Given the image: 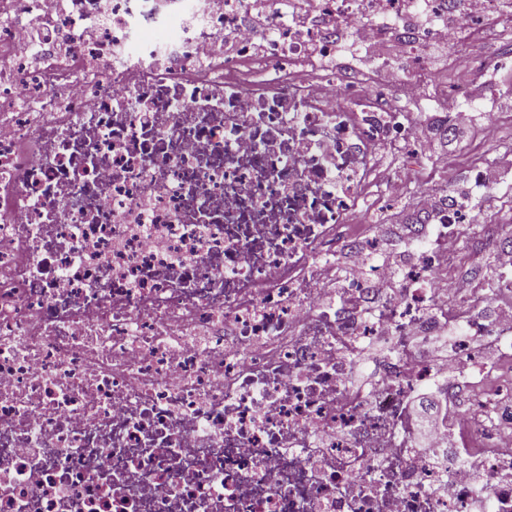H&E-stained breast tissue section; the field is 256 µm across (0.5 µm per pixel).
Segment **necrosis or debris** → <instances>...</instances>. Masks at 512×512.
I'll list each match as a JSON object with an SVG mask.
<instances>
[{
  "label": "necrosis or debris",
  "instance_id": "1",
  "mask_svg": "<svg viewBox=\"0 0 512 512\" xmlns=\"http://www.w3.org/2000/svg\"><path fill=\"white\" fill-rule=\"evenodd\" d=\"M0 7V512H512V278L448 271L477 213L381 260L380 160L455 124L402 57L496 28L499 0H5ZM392 38L399 56L337 69ZM463 337L440 359L436 331ZM373 379L352 376L367 350ZM451 410L422 458L407 403Z\"/></svg>",
  "mask_w": 512,
  "mask_h": 512
}]
</instances>
